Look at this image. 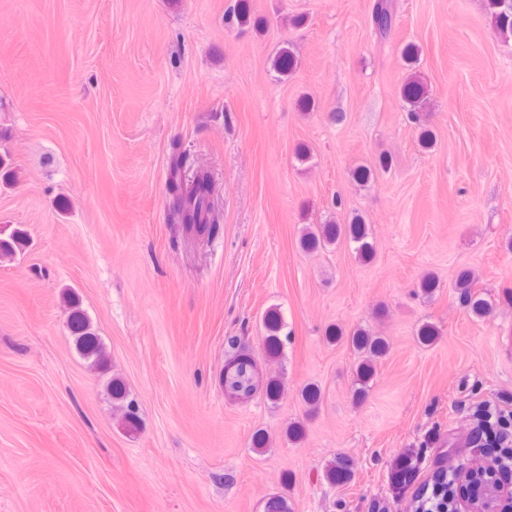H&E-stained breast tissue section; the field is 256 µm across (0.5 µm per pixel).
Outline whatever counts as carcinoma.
<instances>
[{
    "label": "carcinoma",
    "instance_id": "obj_1",
    "mask_svg": "<svg viewBox=\"0 0 512 512\" xmlns=\"http://www.w3.org/2000/svg\"><path fill=\"white\" fill-rule=\"evenodd\" d=\"M483 9L493 27L505 39H512V0H483ZM252 14L247 0H236L235 5L224 14V21L229 26L240 29L251 25ZM395 8L393 0H375L371 21L379 38H386L393 27ZM298 64L297 56L288 47L280 49L271 59V69L280 76L292 73ZM427 85L421 77L410 73L399 87L400 100L410 106L412 119L419 117V112L427 100ZM187 160L183 154L178 155L171 167L167 190L171 196L169 204L170 218L176 224H184L197 232H205L211 237L219 231L220 218L215 207L213 182L206 171H198L193 177L185 178L184 169ZM351 180L358 185H367L375 178L374 169L358 165L350 170ZM349 240L355 259L366 263L373 256V242L369 226L363 218L355 215L350 221L341 223L330 221L306 227L300 237V248L305 252H315L336 244L340 239ZM29 244L27 232L14 227L6 232L0 229V255L14 257L23 253ZM453 288L459 301L473 318L484 320L493 313L492 302L479 289V279L469 269H461L455 276ZM266 331L265 343L272 353L280 351L282 346L281 331L283 321L279 312L270 310L263 319ZM68 326L73 337L74 346L79 355L88 361L90 367L97 369L104 366L107 355L101 337L90 319L76 306H71ZM347 342L358 362L354 382L358 392H363L376 375V362L389 351V342L382 336H375L370 331L359 328L347 336ZM257 368L255 359L243 350L233 352L224 365V376L231 388L248 389L252 375ZM106 390L110 398L120 403L124 410L123 420L128 427L139 425L136 404L128 399L124 383L118 379L107 382ZM417 473V453L408 451L397 461L392 471V485L396 489L406 487ZM325 477L332 484L344 483L351 478L347 460L338 457L330 462Z\"/></svg>",
    "mask_w": 512,
    "mask_h": 512
}]
</instances>
